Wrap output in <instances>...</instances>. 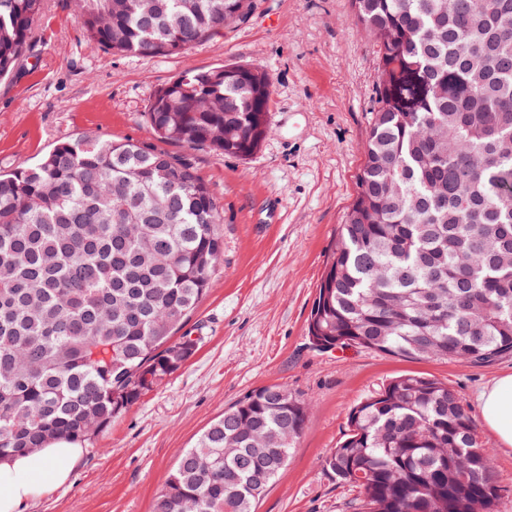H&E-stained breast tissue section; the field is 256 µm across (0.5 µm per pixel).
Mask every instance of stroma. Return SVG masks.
Wrapping results in <instances>:
<instances>
[{
  "label": "stroma",
  "instance_id": "obj_1",
  "mask_svg": "<svg viewBox=\"0 0 512 512\" xmlns=\"http://www.w3.org/2000/svg\"><path fill=\"white\" fill-rule=\"evenodd\" d=\"M227 64L272 79V133L261 147L242 159L155 139L145 114L156 90L185 71ZM379 76L351 0H254L244 23L167 57L90 48L69 0H43L27 60L0 80V171L88 133L182 156L222 210L224 255L185 326L199 340L194 356L85 443L69 481L25 512H151L178 449L271 384L312 405L257 512H350L355 491L325 471L324 459L343 440L351 409L403 373L456 389L481 439L493 442L476 393L512 373V355L474 366L308 343L316 290L356 196Z\"/></svg>",
  "mask_w": 512,
  "mask_h": 512
}]
</instances>
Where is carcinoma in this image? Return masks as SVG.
I'll use <instances>...</instances> for the list:
<instances>
[{"label": "carcinoma", "mask_w": 512, "mask_h": 512, "mask_svg": "<svg viewBox=\"0 0 512 512\" xmlns=\"http://www.w3.org/2000/svg\"><path fill=\"white\" fill-rule=\"evenodd\" d=\"M43 0H0V79ZM92 48L166 57L242 23L252 0H72ZM382 79L357 195L308 318L309 344L471 365L512 354V0H353ZM272 79L232 65L155 92L160 139L246 158ZM185 158L130 139L57 143L0 172V457L85 442L196 352L184 328L224 254ZM310 401L279 384L224 411L152 512H256ZM324 463L353 512H495L492 450L456 390L406 374L349 414Z\"/></svg>", "instance_id": "cac0c4a2"}]
</instances>
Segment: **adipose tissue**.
Listing matches in <instances>:
<instances>
[{"instance_id": "obj_1", "label": "adipose tissue", "mask_w": 512, "mask_h": 512, "mask_svg": "<svg viewBox=\"0 0 512 512\" xmlns=\"http://www.w3.org/2000/svg\"><path fill=\"white\" fill-rule=\"evenodd\" d=\"M486 426L499 444L512 448V374L498 379L478 395ZM83 450L61 441L33 456L0 461V512H22L49 487L66 483Z\"/></svg>"}]
</instances>
